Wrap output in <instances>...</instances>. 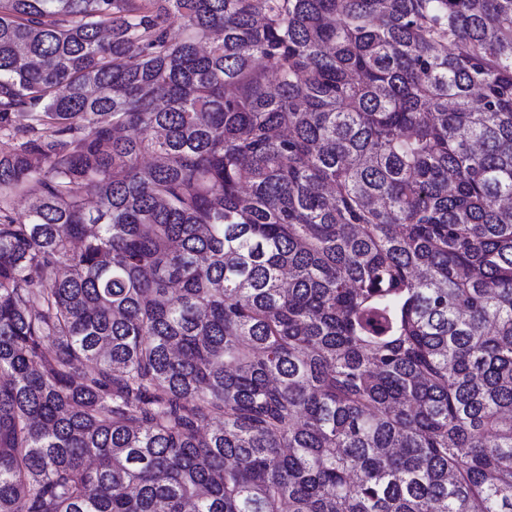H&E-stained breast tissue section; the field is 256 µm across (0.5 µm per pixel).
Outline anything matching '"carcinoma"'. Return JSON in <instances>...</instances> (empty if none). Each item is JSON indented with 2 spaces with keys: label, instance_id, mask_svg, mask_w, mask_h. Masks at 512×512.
Masks as SVG:
<instances>
[{
  "label": "carcinoma",
  "instance_id": "carcinoma-1",
  "mask_svg": "<svg viewBox=\"0 0 512 512\" xmlns=\"http://www.w3.org/2000/svg\"><path fill=\"white\" fill-rule=\"evenodd\" d=\"M0 138V512H512V0H0Z\"/></svg>",
  "mask_w": 512,
  "mask_h": 512
}]
</instances>
